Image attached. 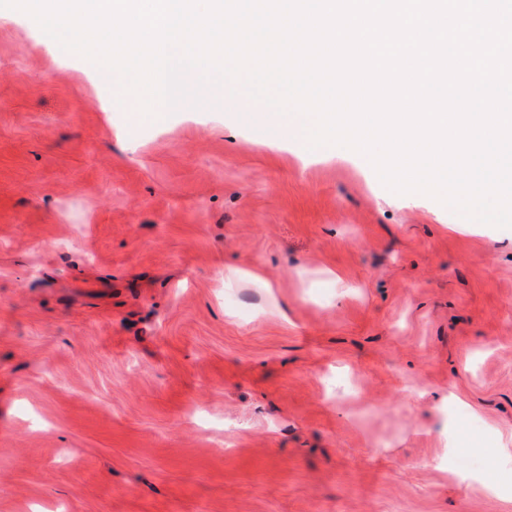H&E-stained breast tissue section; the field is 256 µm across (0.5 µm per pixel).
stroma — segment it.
<instances>
[{
  "instance_id": "35a3bbf8",
  "label": "stroma",
  "mask_w": 512,
  "mask_h": 512,
  "mask_svg": "<svg viewBox=\"0 0 512 512\" xmlns=\"http://www.w3.org/2000/svg\"><path fill=\"white\" fill-rule=\"evenodd\" d=\"M117 97L0 8V512H512V229Z\"/></svg>"
}]
</instances>
